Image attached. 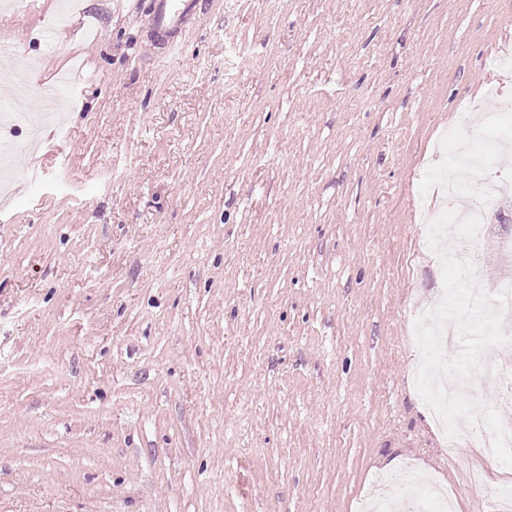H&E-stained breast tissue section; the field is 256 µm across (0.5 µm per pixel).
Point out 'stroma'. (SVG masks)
I'll use <instances>...</instances> for the list:
<instances>
[{
    "mask_svg": "<svg viewBox=\"0 0 512 512\" xmlns=\"http://www.w3.org/2000/svg\"><path fill=\"white\" fill-rule=\"evenodd\" d=\"M0 0V84L74 79L0 130V512H357L414 463L455 512L512 468L449 453L411 323L437 145L512 84V0ZM180 41L173 55L157 43ZM153 21L159 29H170L182 22L193 4L188 0H154Z\"/></svg>",
    "mask_w": 512,
    "mask_h": 512,
    "instance_id": "stroma-1",
    "label": "stroma"
}]
</instances>
